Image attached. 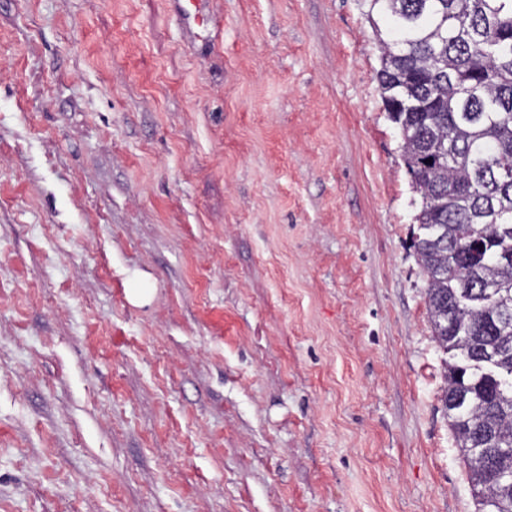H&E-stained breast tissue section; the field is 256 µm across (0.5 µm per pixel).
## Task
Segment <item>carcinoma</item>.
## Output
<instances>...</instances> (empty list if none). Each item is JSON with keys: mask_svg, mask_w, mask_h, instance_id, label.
Instances as JSON below:
<instances>
[{"mask_svg": "<svg viewBox=\"0 0 512 512\" xmlns=\"http://www.w3.org/2000/svg\"><path fill=\"white\" fill-rule=\"evenodd\" d=\"M420 194L442 401L478 512H512V0H363Z\"/></svg>", "mask_w": 512, "mask_h": 512, "instance_id": "obj_1", "label": "carcinoma"}]
</instances>
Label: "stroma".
I'll list each match as a JSON object with an SVG mask.
<instances>
[{
  "instance_id": "35a3bbf8",
  "label": "stroma",
  "mask_w": 512,
  "mask_h": 512,
  "mask_svg": "<svg viewBox=\"0 0 512 512\" xmlns=\"http://www.w3.org/2000/svg\"><path fill=\"white\" fill-rule=\"evenodd\" d=\"M0 0V512H476L361 0Z\"/></svg>"
}]
</instances>
